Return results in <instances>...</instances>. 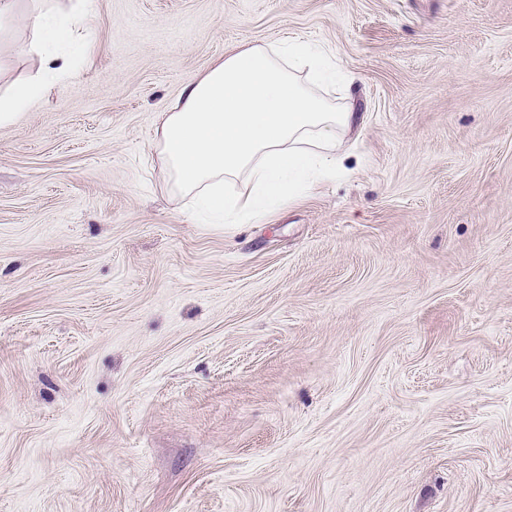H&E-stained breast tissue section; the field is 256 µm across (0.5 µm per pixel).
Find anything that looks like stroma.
I'll list each match as a JSON object with an SVG mask.
<instances>
[{"instance_id":"1","label":"stroma","mask_w":512,"mask_h":512,"mask_svg":"<svg viewBox=\"0 0 512 512\" xmlns=\"http://www.w3.org/2000/svg\"><path fill=\"white\" fill-rule=\"evenodd\" d=\"M16 0L0 96L38 77ZM0 127V512H512V0H83ZM330 49L350 176L234 235L168 189L185 83ZM32 50L40 56L42 60V69L53 72L57 75L67 73L68 65L65 58L48 51L39 40L34 41ZM38 94L35 85L20 82L13 87L12 94L7 99L0 98V127L13 124L22 113L18 112Z\"/></svg>"}]
</instances>
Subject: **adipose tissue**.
<instances>
[{"mask_svg":"<svg viewBox=\"0 0 512 512\" xmlns=\"http://www.w3.org/2000/svg\"><path fill=\"white\" fill-rule=\"evenodd\" d=\"M338 77L322 48L296 38L225 54L162 115L157 145L171 191L230 233L345 174L339 133L359 115L316 90ZM239 180L246 192L231 191Z\"/></svg>","mask_w":512,"mask_h":512,"instance_id":"1","label":"adipose tissue"}]
</instances>
